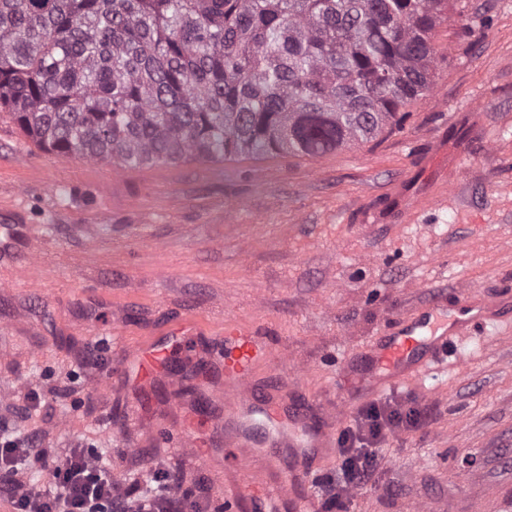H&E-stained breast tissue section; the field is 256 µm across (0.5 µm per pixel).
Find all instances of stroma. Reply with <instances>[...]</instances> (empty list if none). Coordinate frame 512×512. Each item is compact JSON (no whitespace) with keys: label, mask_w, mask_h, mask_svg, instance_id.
I'll list each match as a JSON object with an SVG mask.
<instances>
[{"label":"stroma","mask_w":512,"mask_h":512,"mask_svg":"<svg viewBox=\"0 0 512 512\" xmlns=\"http://www.w3.org/2000/svg\"><path fill=\"white\" fill-rule=\"evenodd\" d=\"M434 44L400 129L318 157L124 168L44 152L0 112V225H26L16 249L37 250L0 264V417L83 443L121 480L178 470L224 512L223 454L189 465L175 443L181 402L224 411L196 374L223 382L225 320L288 350L304 399L333 395L338 361L395 319L498 296V325L399 387L432 420L384 447L379 488L349 510L512 512V0H450ZM181 326V393L119 392L122 350ZM31 388L42 413L26 419Z\"/></svg>","instance_id":"obj_1"}]
</instances>
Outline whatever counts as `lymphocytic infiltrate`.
<instances>
[{
    "mask_svg": "<svg viewBox=\"0 0 512 512\" xmlns=\"http://www.w3.org/2000/svg\"><path fill=\"white\" fill-rule=\"evenodd\" d=\"M429 406L412 396L369 400L359 406L336 439L340 464L322 488L323 512H345L351 491L375 482L380 448L399 435L421 428ZM42 461L49 479L43 486L26 479L27 459ZM0 499L12 512H202L199 497L184 489L179 472L155 469L152 483L121 484L99 455L74 446L51 457L46 434L33 429L13 435L10 422L0 419Z\"/></svg>",
    "mask_w": 512,
    "mask_h": 512,
    "instance_id": "lymphocytic-infiltrate-1",
    "label": "lymphocytic infiltrate"
}]
</instances>
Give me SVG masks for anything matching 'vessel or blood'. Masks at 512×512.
Here are the masks:
<instances>
[{
  "mask_svg": "<svg viewBox=\"0 0 512 512\" xmlns=\"http://www.w3.org/2000/svg\"><path fill=\"white\" fill-rule=\"evenodd\" d=\"M501 308L498 299L465 301L455 313L437 305L415 317L394 322L390 333L373 342L365 363L345 360L336 370V387L357 385L376 394L416 381L457 337L490 319ZM187 331L172 330L148 346L125 350V385L152 391L166 382L171 391L173 361ZM287 350L278 348L239 321L224 322V385L215 400L224 404L223 418L202 426L194 410L183 412L180 451L201 460L207 456L204 431L219 430L224 454L232 459L236 479L224 491L226 512H318L315 498L301 491L315 461L336 442V430L349 417L351 400L313 404L275 398L276 388H294L299 373L289 372ZM265 366L270 389L257 388L254 369Z\"/></svg>",
  "mask_w": 512,
  "mask_h": 512,
  "instance_id": "b4317fda",
  "label": "vessel or blood"
}]
</instances>
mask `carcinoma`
<instances>
[{"label": "carcinoma", "mask_w": 512, "mask_h": 512, "mask_svg": "<svg viewBox=\"0 0 512 512\" xmlns=\"http://www.w3.org/2000/svg\"><path fill=\"white\" fill-rule=\"evenodd\" d=\"M449 0H0V109L63 157H317L402 126Z\"/></svg>", "instance_id": "obj_1"}]
</instances>
